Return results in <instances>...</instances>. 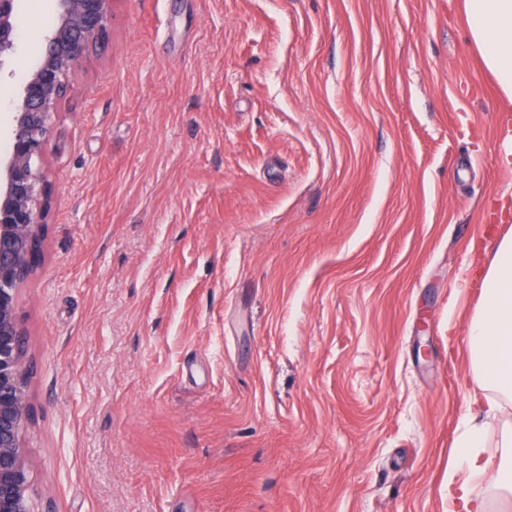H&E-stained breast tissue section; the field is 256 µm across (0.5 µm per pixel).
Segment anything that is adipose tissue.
<instances>
[{"instance_id": "1", "label": "adipose tissue", "mask_w": 512, "mask_h": 512, "mask_svg": "<svg viewBox=\"0 0 512 512\" xmlns=\"http://www.w3.org/2000/svg\"><path fill=\"white\" fill-rule=\"evenodd\" d=\"M470 38L485 68L494 76L504 100L512 102V0H464ZM480 303L470 317L463 341L470 365L481 383L475 407L494 412L502 427L500 454L485 455L482 427L472 414L462 418L458 443L466 461L465 473L448 470V493L459 512H486V493L496 491L512 500V234L500 236L480 267Z\"/></svg>"}]
</instances>
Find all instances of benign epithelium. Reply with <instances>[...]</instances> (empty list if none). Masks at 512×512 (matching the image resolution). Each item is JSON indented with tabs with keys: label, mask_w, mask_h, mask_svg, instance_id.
I'll list each match as a JSON object with an SVG mask.
<instances>
[{
	"label": "benign epithelium",
	"mask_w": 512,
	"mask_h": 512,
	"mask_svg": "<svg viewBox=\"0 0 512 512\" xmlns=\"http://www.w3.org/2000/svg\"><path fill=\"white\" fill-rule=\"evenodd\" d=\"M39 63L13 101L8 155L0 163V512H35L25 451L30 422L29 366L17 315L20 287L42 248L50 184L46 137L83 61L110 36L112 0H56ZM16 0H0V57L14 50Z\"/></svg>",
	"instance_id": "benign-epithelium-1"
}]
</instances>
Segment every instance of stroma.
I'll return each mask as SVG.
<instances>
[{
    "label": "stroma",
    "instance_id": "stroma-1",
    "mask_svg": "<svg viewBox=\"0 0 512 512\" xmlns=\"http://www.w3.org/2000/svg\"><path fill=\"white\" fill-rule=\"evenodd\" d=\"M509 152L463 0H112L18 299L40 512H452Z\"/></svg>",
    "mask_w": 512,
    "mask_h": 512
}]
</instances>
